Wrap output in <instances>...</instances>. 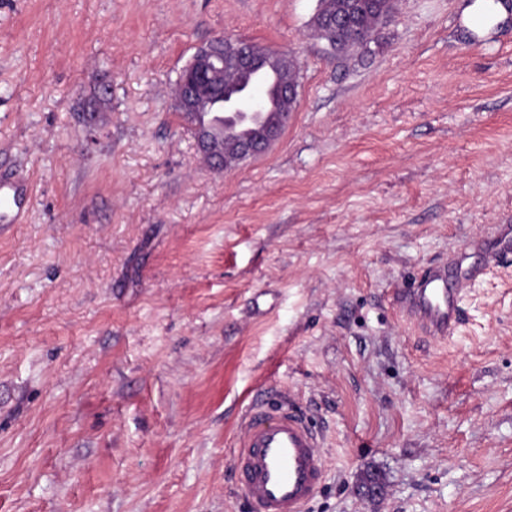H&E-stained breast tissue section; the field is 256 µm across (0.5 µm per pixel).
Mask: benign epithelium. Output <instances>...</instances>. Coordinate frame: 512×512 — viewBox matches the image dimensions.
Returning a JSON list of instances; mask_svg holds the SVG:
<instances>
[{
  "label": "benign epithelium",
  "mask_w": 512,
  "mask_h": 512,
  "mask_svg": "<svg viewBox=\"0 0 512 512\" xmlns=\"http://www.w3.org/2000/svg\"><path fill=\"white\" fill-rule=\"evenodd\" d=\"M325 23L329 31L337 33L355 26L357 18L347 11L328 16ZM265 61L290 62L298 66L297 58L291 52H267L262 59L258 49L239 40L224 36L212 40L193 56L192 66L179 82L183 117L193 121L196 113L212 103V99L202 95L200 89L219 86L220 80L229 74L233 76V84L224 85L225 121L239 122L258 111L255 93L248 85L255 68ZM289 117L288 112H273L263 120L259 129L249 135L238 136L222 146L214 141L207 129L195 124L193 128L198 151L213 168L231 171L241 162L266 153L279 139Z\"/></svg>",
  "instance_id": "benign-epithelium-1"
}]
</instances>
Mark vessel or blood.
Instances as JSON below:
<instances>
[{
  "instance_id": "obj_1",
  "label": "vessel or blood",
  "mask_w": 512,
  "mask_h": 512,
  "mask_svg": "<svg viewBox=\"0 0 512 512\" xmlns=\"http://www.w3.org/2000/svg\"><path fill=\"white\" fill-rule=\"evenodd\" d=\"M28 188L0 180V224L21 223ZM468 252L444 266L427 267L396 294L403 314L429 335L445 337L459 322V303L468 283L512 255V225L500 224L482 264L467 265ZM320 436L292 407L259 399L248 407L233 456L238 484L251 512H303L325 472Z\"/></svg>"
}]
</instances>
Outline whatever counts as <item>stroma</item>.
Here are the masks:
<instances>
[{"label": "stroma", "mask_w": 512, "mask_h": 512, "mask_svg": "<svg viewBox=\"0 0 512 512\" xmlns=\"http://www.w3.org/2000/svg\"><path fill=\"white\" fill-rule=\"evenodd\" d=\"M483 5L397 0L339 55L317 0H0V177L32 186L0 226V512H249L266 395L322 439L305 512H512V259L448 338L393 300L512 224V0ZM217 36L299 64L228 172L175 108Z\"/></svg>", "instance_id": "obj_1"}]
</instances>
